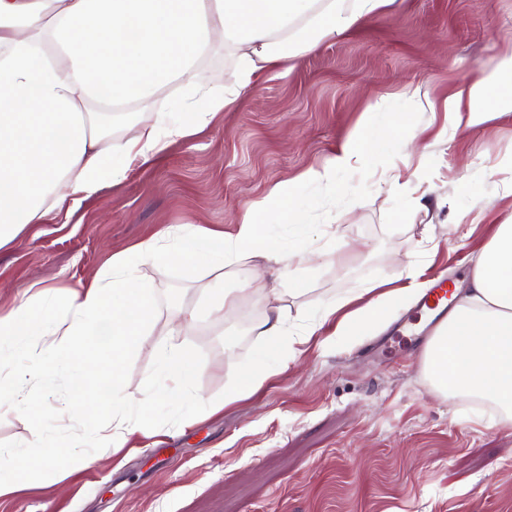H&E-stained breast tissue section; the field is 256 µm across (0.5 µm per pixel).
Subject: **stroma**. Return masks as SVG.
Masks as SVG:
<instances>
[{
    "mask_svg": "<svg viewBox=\"0 0 512 512\" xmlns=\"http://www.w3.org/2000/svg\"><path fill=\"white\" fill-rule=\"evenodd\" d=\"M510 56L512 0H400L280 68L122 184L27 225L0 247V311L40 288L79 287L111 247L167 226L232 231L246 204L323 166L359 127L381 151L334 185L302 188L305 237L326 252L293 271L280 301L267 298L270 275L247 254L221 270L140 267L159 321L128 358L123 389L151 390L156 352L185 345L198 394L223 401L262 356L259 326L274 304L298 329L326 304L360 307L374 285L425 289L435 273L467 285L473 255L512 219V113L458 127L409 90L442 101ZM235 60L215 43L199 82L233 85ZM377 100L386 114L373 119ZM391 113L411 120L414 142L386 134ZM409 267L417 279L405 278ZM213 288L237 289L233 313H200ZM414 306L395 305L366 336L338 337L326 323L287 367L219 413L181 420L153 407L111 455L16 479L0 512H512V425L500 424L498 407L435 392L421 351L401 346L387 362L375 346L395 324L417 331Z\"/></svg>",
    "mask_w": 512,
    "mask_h": 512,
    "instance_id": "stroma-1",
    "label": "stroma"
}]
</instances>
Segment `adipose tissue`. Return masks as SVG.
Instances as JSON below:
<instances>
[{"mask_svg": "<svg viewBox=\"0 0 512 512\" xmlns=\"http://www.w3.org/2000/svg\"><path fill=\"white\" fill-rule=\"evenodd\" d=\"M395 0H0V247L29 224L73 196L89 197L103 183L120 184L135 165L156 159L175 139L206 126L216 113L255 89L264 75L297 60L326 40H335L385 12ZM223 42L237 52L238 81L230 88L197 83L199 62ZM193 89L176 111L157 113L153 123L134 124L132 135L113 141L106 127L112 110L163 95L172 84ZM487 109H464V100ZM98 111H89V103ZM448 113L468 112L470 123L487 112H512V58L475 82L467 94H449ZM357 130L326 165L273 184L234 221V233L186 224L160 236L112 250L108 263L80 288L40 289L34 299L0 315V366L23 355L56 395L61 417L81 428L74 442L58 441L25 393L27 381L0 379V397L14 398L16 414L35 445L49 458L19 451L0 456V467L19 476L44 469L64 471L90 462V449L107 454L112 441L133 434L132 422L148 403L179 417L213 414L222 404L259 389L294 344L282 307L260 326L268 354L232 389L223 403L205 401L194 388L195 357L176 345L156 362L157 388L141 396L123 392L124 367L154 326L155 303L137 278L139 266L166 259L184 265L206 262L223 268L242 252L273 267L274 298L293 265L312 251L274 236L273 208L295 206L301 185L335 183L364 153ZM175 238L161 250V239ZM397 295L381 293L340 327L366 335L382 322ZM423 368L439 393L488 401L512 423V221L497 225L474 261L465 295L425 347Z\"/></svg>", "mask_w": 512, "mask_h": 512, "instance_id": "1", "label": "adipose tissue"}]
</instances>
